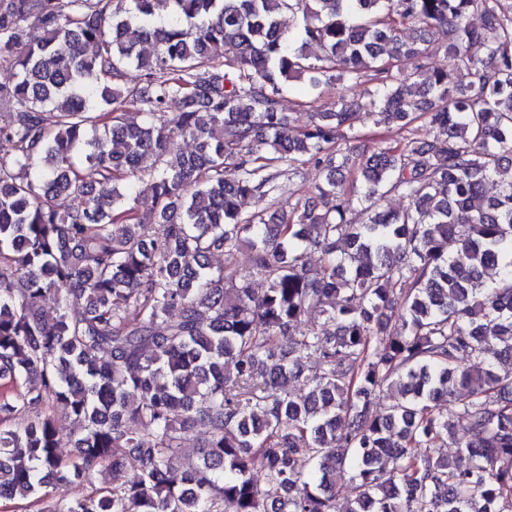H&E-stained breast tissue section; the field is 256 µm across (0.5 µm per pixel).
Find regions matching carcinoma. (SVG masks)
I'll use <instances>...</instances> for the list:
<instances>
[{"mask_svg":"<svg viewBox=\"0 0 512 512\" xmlns=\"http://www.w3.org/2000/svg\"><path fill=\"white\" fill-rule=\"evenodd\" d=\"M443 27L464 88L429 66ZM0 66V500L512 512V0H0ZM293 80L365 89L296 130ZM362 112L403 136L363 159L353 199ZM310 162L318 204L241 210ZM388 194L407 204L377 210ZM65 293L83 303L47 321ZM384 388L401 398L375 413ZM457 429L456 455L423 452Z\"/></svg>","mask_w":512,"mask_h":512,"instance_id":"1","label":"carcinoma"}]
</instances>
